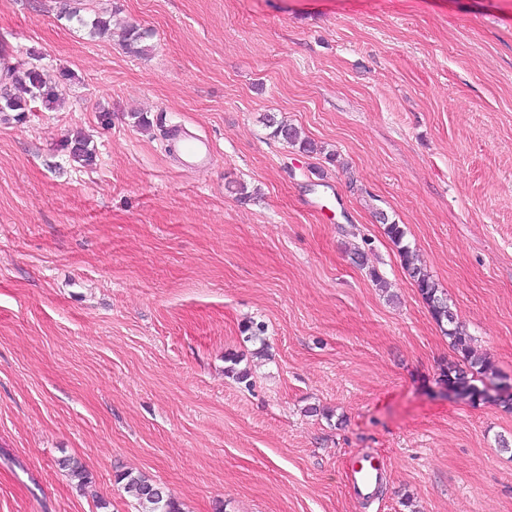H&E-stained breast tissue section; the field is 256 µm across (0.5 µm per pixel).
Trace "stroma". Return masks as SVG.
Returning <instances> with one entry per match:
<instances>
[{
  "label": "stroma",
  "instance_id": "1",
  "mask_svg": "<svg viewBox=\"0 0 512 512\" xmlns=\"http://www.w3.org/2000/svg\"><path fill=\"white\" fill-rule=\"evenodd\" d=\"M75 5L0 0V54L58 91L0 114V512H137L124 471L182 512H512V413L444 395L385 233L512 386V0ZM269 127L273 128L272 134L274 137L282 138L288 144L297 147L303 153H316L317 144L307 137H302L301 132L295 126L277 121L274 116H269L267 119ZM172 141L178 144L184 162L197 169H207L213 160V149L209 141L194 134L174 129ZM348 479L354 499L367 502L383 485L386 477L384 464L372 453H360L351 458Z\"/></svg>",
  "mask_w": 512,
  "mask_h": 512
}]
</instances>
